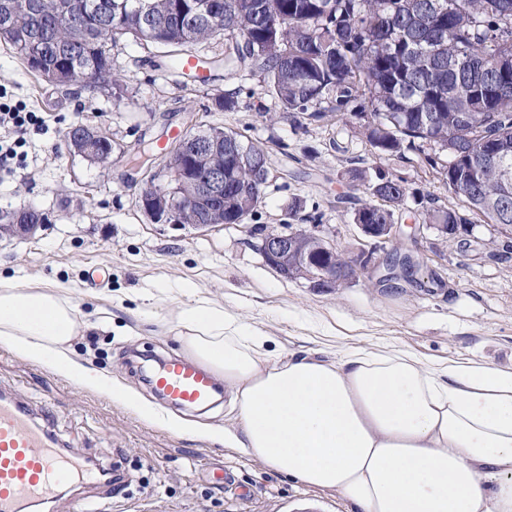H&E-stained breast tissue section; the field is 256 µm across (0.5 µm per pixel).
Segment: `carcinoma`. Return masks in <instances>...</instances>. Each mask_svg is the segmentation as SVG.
<instances>
[{
  "label": "carcinoma",
  "mask_w": 512,
  "mask_h": 512,
  "mask_svg": "<svg viewBox=\"0 0 512 512\" xmlns=\"http://www.w3.org/2000/svg\"><path fill=\"white\" fill-rule=\"evenodd\" d=\"M0 0V40L10 44L39 77L91 92L120 89L112 57L99 51L117 37L172 46L169 67L199 44L228 35L224 68L262 77L276 108L320 121L329 114L370 113L364 134L390 155L414 150L462 198L464 211L431 205L427 224H444L455 237L471 223L512 224V193L504 195L501 155L512 169V0H217L220 19L204 16L212 0ZM432 130L456 140L457 151L426 142ZM215 162L224 164V205L193 198L185 224H243L255 215L267 168L265 144L221 126L207 129ZM84 150L86 124L67 132ZM353 178L380 199L360 205L368 224H393L407 205L404 181L381 171Z\"/></svg>",
  "instance_id": "carcinoma-1"
}]
</instances>
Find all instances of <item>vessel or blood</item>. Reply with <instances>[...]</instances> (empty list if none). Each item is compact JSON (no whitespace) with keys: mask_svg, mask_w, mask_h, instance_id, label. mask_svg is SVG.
<instances>
[{"mask_svg":"<svg viewBox=\"0 0 512 512\" xmlns=\"http://www.w3.org/2000/svg\"><path fill=\"white\" fill-rule=\"evenodd\" d=\"M153 390L167 406L207 409L218 392L212 372L195 362L170 356L160 360L151 378ZM121 490L131 477L120 462L109 467L82 461L61 448L45 423L23 402L0 393V512L47 503L55 489H88L86 512H107L101 483Z\"/></svg>","mask_w":512,"mask_h":512,"instance_id":"obj_1","label":"vessel or blood"}]
</instances>
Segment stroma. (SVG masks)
Listing matches in <instances>:
<instances>
[{
  "label": "stroma",
  "mask_w": 512,
  "mask_h": 512,
  "mask_svg": "<svg viewBox=\"0 0 512 512\" xmlns=\"http://www.w3.org/2000/svg\"><path fill=\"white\" fill-rule=\"evenodd\" d=\"M167 47L120 38L112 68L122 81L119 95H87L36 76L13 48L0 41V87L34 112L46 128L31 133L24 169L0 173V213L35 208L52 222L28 240L0 238V277L20 285L61 282L73 289L83 328L71 341L88 366L141 396L156 360L181 353L177 317L198 299L223 306L226 314L272 339L273 358L305 350L333 355L379 345L412 350L425 362L484 364L512 370V226L474 217L465 243L423 223L422 208L397 212L402 237L378 246L412 247L419 278L434 288L398 287L363 274L334 289L287 279L269 266L244 227L208 232L155 224L138 198L145 187L129 161L144 148L167 149L189 125L221 126L266 144L279 178L271 181L254 225L303 224L322 218L324 233L347 247L357 229L353 211L335 206L337 195L370 198L353 169L401 178L409 191L437 205L462 202L423 156H390L366 141L364 119L328 116L300 123L292 115L268 119L271 100L260 76L232 77L216 70L204 84L179 82L166 66ZM232 99L235 107L220 103ZM76 122L96 125L116 143L110 163L94 164L70 154L65 132ZM303 207L290 213L294 200ZM101 271L103 282L88 278ZM0 391L32 409L48 410L51 430L63 447L106 466L121 460L132 474L118 512H285L287 502L310 497L329 512H349L336 493L307 488L262 460L210 439L207 427L232 432L234 412L221 406L203 415L180 412L199 434L175 433L144 423L103 394L85 390L42 366L0 347ZM251 485L242 501L213 484L216 469Z\"/></svg>",
  "instance_id": "stroma-1"
}]
</instances>
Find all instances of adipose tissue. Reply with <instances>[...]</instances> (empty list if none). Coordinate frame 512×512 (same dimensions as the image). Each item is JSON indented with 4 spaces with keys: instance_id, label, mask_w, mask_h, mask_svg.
Instances as JSON below:
<instances>
[{
    "instance_id": "adipose-tissue-1",
    "label": "adipose tissue",
    "mask_w": 512,
    "mask_h": 512,
    "mask_svg": "<svg viewBox=\"0 0 512 512\" xmlns=\"http://www.w3.org/2000/svg\"><path fill=\"white\" fill-rule=\"evenodd\" d=\"M68 293L0 278V346L190 433L74 357L81 321ZM178 323L185 352L224 375L238 422L219 432L225 447L339 494L352 512H512V371L428 365L399 348L273 361L268 337L204 300Z\"/></svg>"
}]
</instances>
